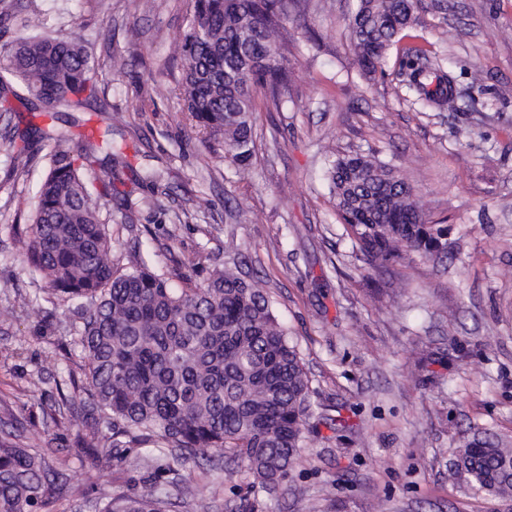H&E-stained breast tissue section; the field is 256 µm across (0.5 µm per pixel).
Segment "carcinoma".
Here are the masks:
<instances>
[{"label":"carcinoma","mask_w":512,"mask_h":512,"mask_svg":"<svg viewBox=\"0 0 512 512\" xmlns=\"http://www.w3.org/2000/svg\"><path fill=\"white\" fill-rule=\"evenodd\" d=\"M181 37L186 110L208 139L222 144L239 172L254 151V92L267 110L288 103L290 75L276 29L302 0H191ZM419 0H358L349 18L355 61L364 74L381 67L387 51L417 21ZM0 94L26 89L50 112H82L98 99L102 67L77 40L62 33L34 36L19 28L4 48ZM400 75L417 102L443 110L456 97L451 73L418 45L399 54ZM49 148V170L25 228L27 266L43 274L44 292L81 309L71 340L60 342L87 362L86 398L79 404L75 442L88 457L110 462L150 441L145 456L174 452L196 461L207 449L230 451L268 493L286 477L306 438L310 379L288 329L267 292L233 270L213 265L201 284L189 270L203 259L175 262L157 274L144 260L115 268L112 236L101 200L127 167L109 135L73 143L63 127H37ZM104 166L110 179L92 196L80 170ZM336 210L368 270L379 272L416 255L448 257V227L426 220L415 190L373 155H344L326 169ZM177 279L184 287L176 289ZM0 436V512H54L73 493L56 460ZM457 469L476 490L512 500V448L474 437L458 449ZM170 491L156 483L139 494L99 489V512H170Z\"/></svg>","instance_id":"1"}]
</instances>
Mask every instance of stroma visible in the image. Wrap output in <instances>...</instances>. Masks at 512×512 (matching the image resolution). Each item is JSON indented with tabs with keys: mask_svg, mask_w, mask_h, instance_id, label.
Returning a JSON list of instances; mask_svg holds the SVG:
<instances>
[{
	"mask_svg": "<svg viewBox=\"0 0 512 512\" xmlns=\"http://www.w3.org/2000/svg\"><path fill=\"white\" fill-rule=\"evenodd\" d=\"M355 5L307 0L305 18L282 21L290 97L281 111L255 112L258 151L244 176L192 128L178 91L191 0H18L0 44L21 25L79 38L105 76L74 139L111 129L128 163L121 180L161 173V190L136 187L103 208L115 265L131 269L139 255L163 272L202 253L236 264L297 341L311 380L308 432L279 489L256 496L258 512H503L456 470L455 453L476 433L512 440V0H421L418 44L460 90L482 77L466 112L422 110L397 75L398 51L364 76L348 32ZM28 99L22 90L0 107V428L65 459L76 493L56 512H91L81 492L92 485L133 494L156 481L178 496L206 488L212 512H236L253 494L236 461L166 458L154 469L144 444L99 468L77 447L69 413H57L62 397L83 398L84 362L57 346L77 320L71 304L44 293L23 262L48 160L22 134L54 122ZM464 125L475 129L467 140L456 135ZM356 153L413 185L429 221L447 225L452 255L365 275L325 177L327 157ZM339 414L350 428L331 429Z\"/></svg>",
	"mask_w": 512,
	"mask_h": 512,
	"instance_id": "35a3bbf8",
	"label": "stroma"
}]
</instances>
